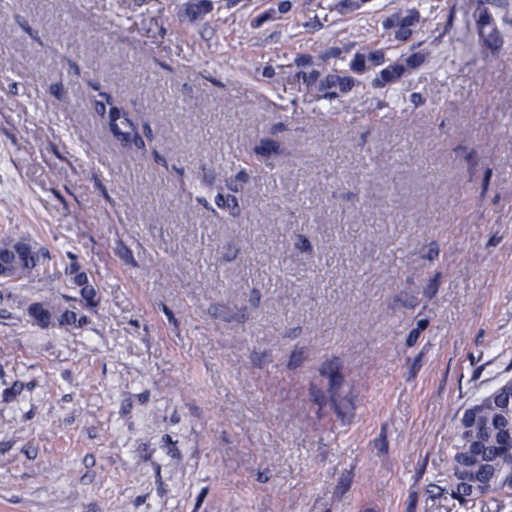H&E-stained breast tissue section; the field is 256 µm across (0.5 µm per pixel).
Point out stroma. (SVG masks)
Segmentation results:
<instances>
[{"mask_svg":"<svg viewBox=\"0 0 512 512\" xmlns=\"http://www.w3.org/2000/svg\"><path fill=\"white\" fill-rule=\"evenodd\" d=\"M486 2L211 0L191 24L180 0H0V235L45 252L0 288V512H512L448 488L457 418L512 378V0L494 49ZM402 3L431 49L403 84L269 82ZM90 78L156 160L114 144ZM282 115L250 204L183 193ZM73 263L100 289L84 324L29 321L76 298ZM473 23L475 26L476 33L479 35L481 40L489 47H496L502 40V31L497 21L496 14L489 11L488 8L483 9L478 14L473 16ZM483 31V34L481 30Z\"/></svg>","mask_w":512,"mask_h":512,"instance_id":"1","label":"stroma"}]
</instances>
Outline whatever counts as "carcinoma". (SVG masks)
Wrapping results in <instances>:
<instances>
[{"mask_svg": "<svg viewBox=\"0 0 512 512\" xmlns=\"http://www.w3.org/2000/svg\"><path fill=\"white\" fill-rule=\"evenodd\" d=\"M211 9L210 0H185L182 6L183 18L189 23L203 20ZM473 23L483 31L484 42L496 47L502 40V31L496 14L485 8L473 16ZM423 19L414 7L401 5L381 21L387 44L377 46L367 44L358 48L353 54H344V49L312 45L309 52L300 56V77L316 83L326 91L324 98H338L356 91L358 86L369 80L379 87H393L401 84L415 71L424 66L431 50L420 47L416 42ZM392 48L386 65L378 62L377 53ZM92 104L101 124L111 133L113 140L123 149L135 151L146 160L157 156V149L151 145V139L144 132L138 114L130 111L124 98L118 96L109 99L101 86L90 82ZM249 168L262 175H267L273 167V159L282 153L279 143L273 139H263L244 150ZM192 192L201 190L215 193V199L224 204V208L233 212L246 204V197L240 192L237 179L224 181V186L209 183L189 184ZM28 261L31 274L22 284L35 279L43 265L44 254L36 241L27 244ZM66 286L84 293L97 294L99 289L94 279L77 266L70 268V277ZM40 307L53 314L63 330L70 326H79L84 321L83 307L59 306V301L52 297L39 299ZM496 405L494 395L485 394L469 405L457 420L455 434L456 447L451 449L448 480L452 494L462 502L478 499L483 494L477 480L492 476V469L497 457L502 455L495 434L488 428L470 422L476 412L486 415L493 412ZM479 440L484 444L482 454L476 455L471 445Z\"/></svg>", "mask_w": 512, "mask_h": 512, "instance_id": "carcinoma-1", "label": "carcinoma"}]
</instances>
